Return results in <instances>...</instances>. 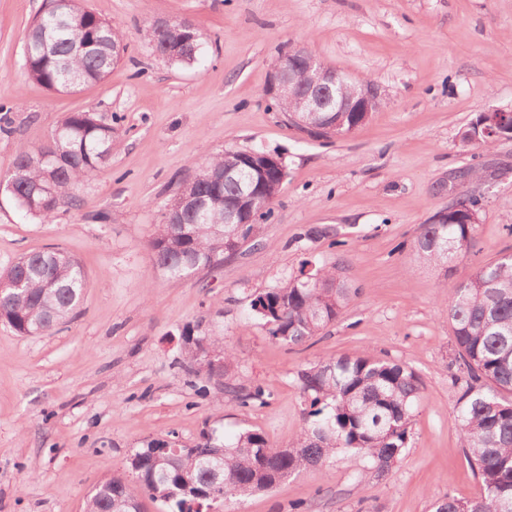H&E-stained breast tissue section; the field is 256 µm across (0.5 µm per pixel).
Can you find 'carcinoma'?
I'll use <instances>...</instances> for the list:
<instances>
[{"mask_svg":"<svg viewBox=\"0 0 512 512\" xmlns=\"http://www.w3.org/2000/svg\"><path fill=\"white\" fill-rule=\"evenodd\" d=\"M144 39L167 63L191 66L203 54L204 37L189 19L163 25L154 20ZM120 27L88 9L83 0L49 3L29 29L25 46L47 42V50L23 53L25 73L49 91L71 93L106 78L124 48ZM292 126L311 122L336 124L324 139L351 133L365 124L363 112L295 111L296 102H276ZM116 129L95 112H68L51 134L50 144L19 152L10 176L12 195L26 213L48 220L75 201V189L94 176L112 153ZM266 152L226 148L195 163L192 179L200 206L166 212L151 240L156 266L172 278L212 271L224 264L221 243L237 241L244 250L263 244L262 225L274 215V205L287 174L269 172L262 185L263 205L247 224H230L228 215L244 183L266 168ZM240 170L236 179L224 171ZM484 200L472 195L465 211L448 212V219L419 226L415 260L448 271L475 245ZM0 282L18 287L0 293V320L19 334L42 336L69 322L89 278L81 263L59 247L25 254L0 272ZM355 290L336 268L305 260L299 273L272 288L250 294V307L269 337L289 348L298 347L336 321ZM448 322L457 359L467 379L459 386L457 405L460 439L477 476L478 494L467 500L438 498L433 512H512V254L477 267L453 290ZM183 350L190 372L212 379L203 365L210 352L233 365L224 337L200 327L183 332ZM309 404L307 423L285 451L275 448L258 428H243L226 440L213 430L202 434L189 450L174 453L179 444L167 439L147 441L129 461L140 488L170 512H208L228 497L245 498L272 489L306 469L320 470L339 448L366 455L371 469L382 474L409 447L415 409L421 398L417 373L371 352L327 356L298 374ZM262 387L235 390L241 406L266 404ZM223 449L222 457L212 449ZM87 512H143L138 494L124 476L101 481L87 502Z\"/></svg>","mask_w":512,"mask_h":512,"instance_id":"carcinoma-1","label":"carcinoma"}]
</instances>
